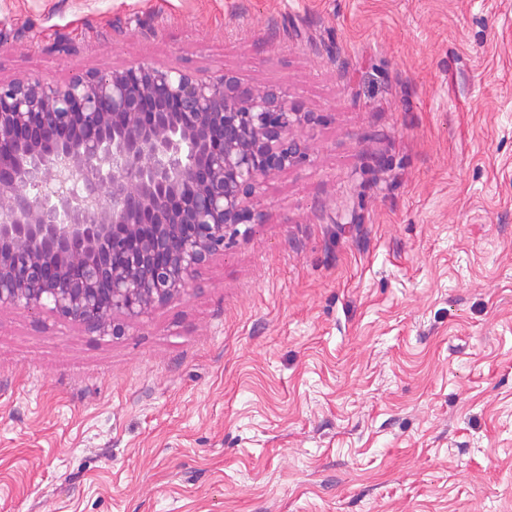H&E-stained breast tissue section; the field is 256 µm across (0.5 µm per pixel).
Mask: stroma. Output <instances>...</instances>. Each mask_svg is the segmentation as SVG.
<instances>
[{
  "mask_svg": "<svg viewBox=\"0 0 512 512\" xmlns=\"http://www.w3.org/2000/svg\"><path fill=\"white\" fill-rule=\"evenodd\" d=\"M138 64L314 113L124 336L0 311V512H512V0H0V81Z\"/></svg>",
  "mask_w": 512,
  "mask_h": 512,
  "instance_id": "35a3bbf8",
  "label": "stroma"
}]
</instances>
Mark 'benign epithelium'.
Here are the masks:
<instances>
[{
    "label": "benign epithelium",
    "mask_w": 512,
    "mask_h": 512,
    "mask_svg": "<svg viewBox=\"0 0 512 512\" xmlns=\"http://www.w3.org/2000/svg\"><path fill=\"white\" fill-rule=\"evenodd\" d=\"M311 112L226 74L137 65L0 82V310L119 337L264 221Z\"/></svg>",
    "instance_id": "1"
}]
</instances>
